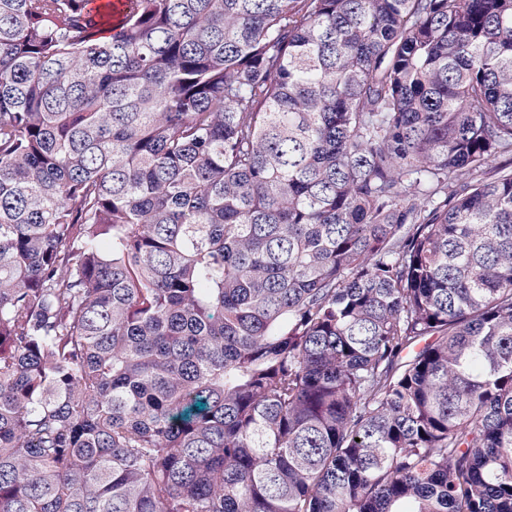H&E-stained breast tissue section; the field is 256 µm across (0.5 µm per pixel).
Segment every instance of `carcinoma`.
Segmentation results:
<instances>
[{
    "instance_id": "carcinoma-1",
    "label": "carcinoma",
    "mask_w": 512,
    "mask_h": 512,
    "mask_svg": "<svg viewBox=\"0 0 512 512\" xmlns=\"http://www.w3.org/2000/svg\"><path fill=\"white\" fill-rule=\"evenodd\" d=\"M0 0V512H512V0Z\"/></svg>"
}]
</instances>
